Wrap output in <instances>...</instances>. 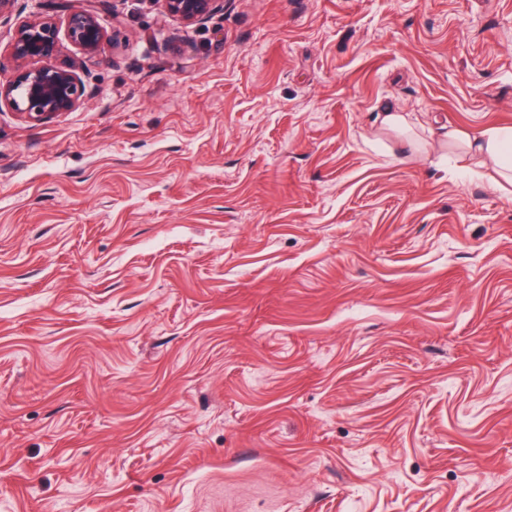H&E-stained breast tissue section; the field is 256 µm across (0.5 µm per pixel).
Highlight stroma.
Segmentation results:
<instances>
[{"label": "stroma", "mask_w": 512, "mask_h": 512, "mask_svg": "<svg viewBox=\"0 0 512 512\" xmlns=\"http://www.w3.org/2000/svg\"><path fill=\"white\" fill-rule=\"evenodd\" d=\"M107 39L0 108V512H512V0H16ZM425 141L406 157L385 109ZM224 3L223 0H162L165 12L184 24L205 19ZM69 42L84 57L96 55L105 41V32L94 13L86 9H74L67 21ZM448 145L461 146L467 153L475 152L487 158L493 171L512 180V126L487 128L479 138L471 139L462 129L448 130Z\"/></svg>", "instance_id": "stroma-1"}]
</instances>
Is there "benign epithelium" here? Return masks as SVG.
Wrapping results in <instances>:
<instances>
[{"mask_svg": "<svg viewBox=\"0 0 512 512\" xmlns=\"http://www.w3.org/2000/svg\"><path fill=\"white\" fill-rule=\"evenodd\" d=\"M223 0H162L165 12L184 24L205 19ZM69 42L84 56L97 54L105 41V32L94 13L73 10L67 21ZM16 63V74L0 82V105L13 109L28 122L43 123L72 111L88 88L87 80L77 73L73 62L36 66L34 61L53 59L60 53L55 22L36 18L21 25L8 45Z\"/></svg>", "mask_w": 512, "mask_h": 512, "instance_id": "7a95c632", "label": "benign epithelium"}]
</instances>
